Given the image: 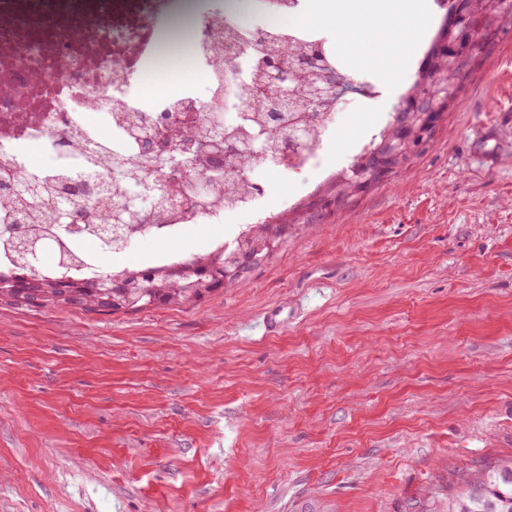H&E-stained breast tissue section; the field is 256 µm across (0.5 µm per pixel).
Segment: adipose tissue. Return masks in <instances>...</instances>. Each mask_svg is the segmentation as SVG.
I'll return each instance as SVG.
<instances>
[{
    "instance_id": "1",
    "label": "adipose tissue",
    "mask_w": 512,
    "mask_h": 512,
    "mask_svg": "<svg viewBox=\"0 0 512 512\" xmlns=\"http://www.w3.org/2000/svg\"><path fill=\"white\" fill-rule=\"evenodd\" d=\"M308 22L326 37L336 34V18L343 15L356 22L370 17L378 31H385L392 18L401 16L419 21L420 0H305Z\"/></svg>"
}]
</instances>
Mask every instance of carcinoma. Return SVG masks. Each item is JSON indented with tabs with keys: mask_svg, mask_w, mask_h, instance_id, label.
<instances>
[{
	"mask_svg": "<svg viewBox=\"0 0 512 512\" xmlns=\"http://www.w3.org/2000/svg\"><path fill=\"white\" fill-rule=\"evenodd\" d=\"M472 11H487L492 15L512 13V0H471ZM243 28L232 23L210 21L204 23L202 36L211 43L220 39L241 38ZM260 33L263 53L255 61L254 72L245 87L247 112L245 126L214 133L208 127H191L181 133L186 143H195L212 137L235 144L240 151L220 156L196 158L192 172L209 180V191L203 201L207 209H222L238 202L252 192L248 174L264 164L260 156L242 151L253 141V135L265 134L266 146H281L284 139L296 130L305 131L302 146L284 155L288 163L299 161L313 146L328 114L336 110L337 102L324 97L318 103L310 102L314 86L321 83L322 74L336 77V95L340 98L359 91L360 83L339 70L331 62L322 46L309 42L300 47L284 29L262 27L252 30ZM495 30L486 23L471 31L470 45L464 52L458 68L449 78L450 93L455 96L452 81L461 79L475 63L477 52L493 40ZM448 45L445 24H440L424 60ZM314 51L320 56L318 66L294 65L289 79L279 85L269 82L271 64L292 59L302 51ZM426 68L421 66L401 98L400 107L409 106L423 96L427 86L422 84ZM143 121L162 128L168 125V115L148 117L142 114L125 119V133L135 152L119 160L93 154L86 168L78 174L58 173L45 176L23 186L11 170L0 172V252L18 270V275L5 279L0 276V301L38 308H75L87 314H134L150 308L178 307L198 303L220 289L232 286L252 265L261 263L288 235V218L278 224H253L243 231L232 247L220 246L206 253L194 254L169 265H138L101 267L91 278L71 276L67 270L77 261L70 249L66 234L87 232L106 241L113 250H124L136 234L165 221L173 209L192 211L197 198H186L175 207L172 195L179 191L182 174L163 177L151 186L153 206L131 220L123 213L127 185L142 182L145 175L158 171L154 155L142 147L139 124ZM393 121L375 134L362 152L346 170V177L337 182L336 199L353 194L346 178L353 169H368L373 165L369 153L393 133ZM118 168L124 173V183L105 182L104 169ZM80 217L76 224L60 223L63 211ZM53 252L58 271L42 269V256ZM237 253L253 260L230 277H224V261ZM116 279L126 284L110 296L99 294L96 285L104 279ZM448 512H512V461H484L472 466H461L448 472Z\"/></svg>",
	"mask_w": 512,
	"mask_h": 512,
	"instance_id": "obj_1",
	"label": "carcinoma"
}]
</instances>
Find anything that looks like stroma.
<instances>
[{"instance_id":"obj_1","label":"stroma","mask_w":512,"mask_h":512,"mask_svg":"<svg viewBox=\"0 0 512 512\" xmlns=\"http://www.w3.org/2000/svg\"><path fill=\"white\" fill-rule=\"evenodd\" d=\"M425 22L337 21L379 111L338 105L322 168L266 175L286 241L203 302L90 315L0 302V512H447L512 458V16L397 176L336 179L401 101ZM287 307L262 335L245 320Z\"/></svg>"}]
</instances>
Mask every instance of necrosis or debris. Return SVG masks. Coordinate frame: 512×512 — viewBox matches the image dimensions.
I'll use <instances>...</instances> for the list:
<instances>
[{"label":"necrosis or debris","instance_id":"4bbe7bcc","mask_svg":"<svg viewBox=\"0 0 512 512\" xmlns=\"http://www.w3.org/2000/svg\"><path fill=\"white\" fill-rule=\"evenodd\" d=\"M236 0H0V158L15 175L37 171L75 172L82 168L81 143L115 155L131 145L112 104L151 115L168 112L174 124L211 125L225 112L227 96L252 69L255 56L243 45L225 48L236 66L215 64L204 44L193 51L206 85L205 95L181 91L144 101L135 79L161 54L159 18L227 19ZM334 120H327L308 155L299 163L268 160L266 170L288 179L324 163ZM39 143L46 161L34 165L28 148ZM265 182L247 199L223 210L175 212L147 238L183 237L203 224H220L229 216L259 208Z\"/></svg>","mask_w":512,"mask_h":512}]
</instances>
